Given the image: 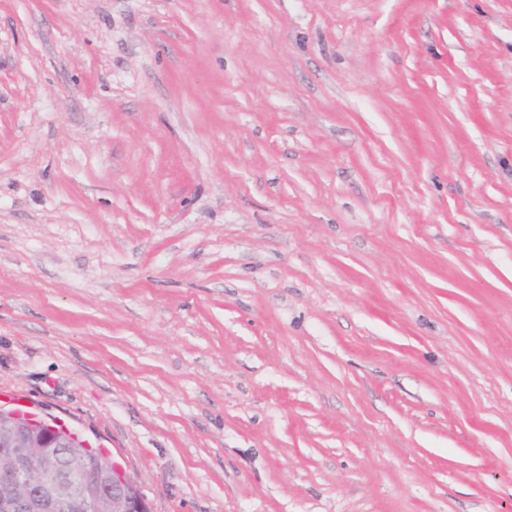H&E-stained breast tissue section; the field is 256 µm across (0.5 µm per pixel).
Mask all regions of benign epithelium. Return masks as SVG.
<instances>
[{"mask_svg": "<svg viewBox=\"0 0 512 512\" xmlns=\"http://www.w3.org/2000/svg\"><path fill=\"white\" fill-rule=\"evenodd\" d=\"M41 452H35V449ZM83 445L68 430L19 411H0V512H93L102 499L112 512H150L135 482L112 465V484L74 481Z\"/></svg>", "mask_w": 512, "mask_h": 512, "instance_id": "obj_1", "label": "benign epithelium"}]
</instances>
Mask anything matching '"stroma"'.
I'll use <instances>...</instances> for the list:
<instances>
[{
	"mask_svg": "<svg viewBox=\"0 0 512 512\" xmlns=\"http://www.w3.org/2000/svg\"><path fill=\"white\" fill-rule=\"evenodd\" d=\"M0 406L152 512H512V0H0Z\"/></svg>",
	"mask_w": 512,
	"mask_h": 512,
	"instance_id": "obj_1",
	"label": "stroma"
}]
</instances>
